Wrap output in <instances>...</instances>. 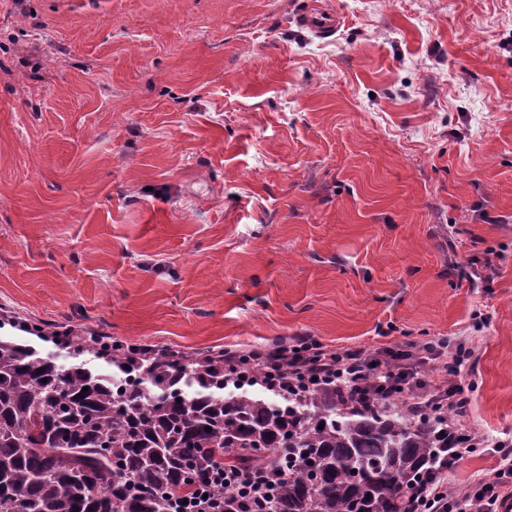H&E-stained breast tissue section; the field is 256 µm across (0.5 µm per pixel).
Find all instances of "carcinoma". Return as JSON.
<instances>
[{
    "instance_id": "carcinoma-1",
    "label": "carcinoma",
    "mask_w": 512,
    "mask_h": 512,
    "mask_svg": "<svg viewBox=\"0 0 512 512\" xmlns=\"http://www.w3.org/2000/svg\"><path fill=\"white\" fill-rule=\"evenodd\" d=\"M53 340L69 362L0 336V512H170L216 467L273 454L259 512H403L404 490L447 447L441 419L379 395L361 410L326 388L226 395L222 357ZM214 493L224 512H245Z\"/></svg>"
}]
</instances>
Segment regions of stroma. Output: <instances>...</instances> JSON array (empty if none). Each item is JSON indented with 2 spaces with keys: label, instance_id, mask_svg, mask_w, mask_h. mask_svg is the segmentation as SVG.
<instances>
[{
  "label": "stroma",
  "instance_id": "35a3bbf8",
  "mask_svg": "<svg viewBox=\"0 0 512 512\" xmlns=\"http://www.w3.org/2000/svg\"><path fill=\"white\" fill-rule=\"evenodd\" d=\"M0 0V307L185 351L469 336L512 436V0ZM489 321L474 330L472 313ZM297 23L300 27L324 38L336 32L340 25V17L333 10L313 8L303 12Z\"/></svg>",
  "mask_w": 512,
  "mask_h": 512
}]
</instances>
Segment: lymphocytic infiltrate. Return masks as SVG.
Wrapping results in <instances>:
<instances>
[{"label":"lymphocytic infiltrate","mask_w":512,"mask_h":512,"mask_svg":"<svg viewBox=\"0 0 512 512\" xmlns=\"http://www.w3.org/2000/svg\"><path fill=\"white\" fill-rule=\"evenodd\" d=\"M475 349L463 336H445L406 348L330 346L310 336H296L275 345L224 353L225 368L245 363L276 377L292 390L301 387H335L352 406L369 402L370 390L397 399L401 408L415 413L420 407L444 410L451 442L446 459L436 474L408 490L406 512H498L499 500L512 495V438L497 441L492 453L497 460L492 478H479L467 486L449 485L446 474L483 447L484 440L470 427L472 398L462 377L473 366ZM436 373V383L425 384L422 372ZM227 491L250 501L269 494L265 467L227 468L218 471Z\"/></svg>","instance_id":"f902f5d3"}]
</instances>
